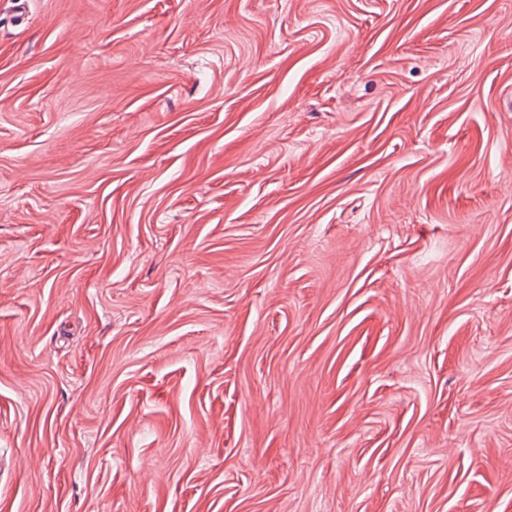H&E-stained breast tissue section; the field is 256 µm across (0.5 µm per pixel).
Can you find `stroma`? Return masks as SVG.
<instances>
[{
    "instance_id": "stroma-1",
    "label": "stroma",
    "mask_w": 512,
    "mask_h": 512,
    "mask_svg": "<svg viewBox=\"0 0 512 512\" xmlns=\"http://www.w3.org/2000/svg\"><path fill=\"white\" fill-rule=\"evenodd\" d=\"M0 512H512V0H0Z\"/></svg>"
}]
</instances>
